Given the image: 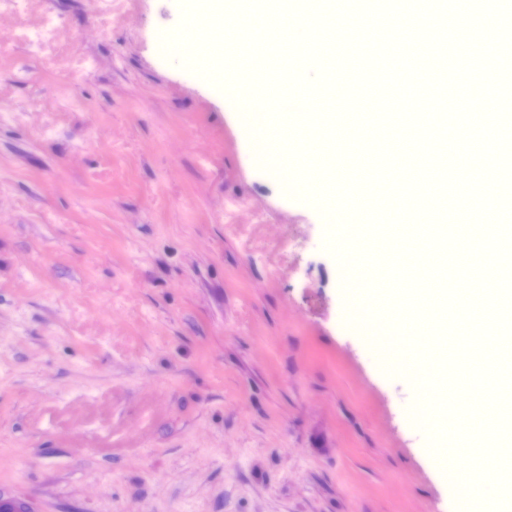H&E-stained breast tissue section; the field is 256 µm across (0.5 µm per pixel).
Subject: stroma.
Returning a JSON list of instances; mask_svg holds the SVG:
<instances>
[{
    "instance_id": "1",
    "label": "stroma",
    "mask_w": 512,
    "mask_h": 512,
    "mask_svg": "<svg viewBox=\"0 0 512 512\" xmlns=\"http://www.w3.org/2000/svg\"><path fill=\"white\" fill-rule=\"evenodd\" d=\"M183 0L0 11V496L34 512H465L332 215L175 60Z\"/></svg>"
}]
</instances>
